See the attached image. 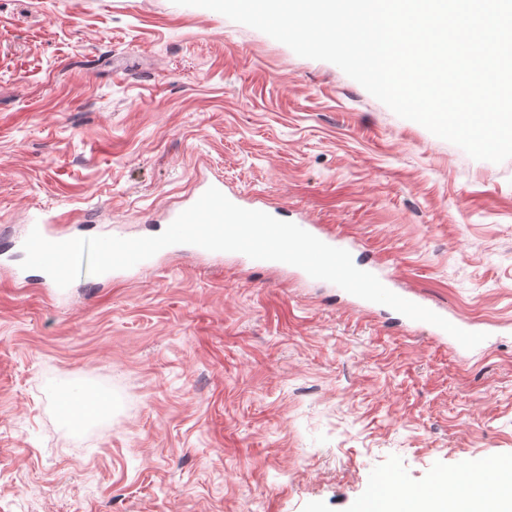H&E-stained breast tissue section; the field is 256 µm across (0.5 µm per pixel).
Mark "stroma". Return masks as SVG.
Returning a JSON list of instances; mask_svg holds the SVG:
<instances>
[{"instance_id": "obj_1", "label": "stroma", "mask_w": 512, "mask_h": 512, "mask_svg": "<svg viewBox=\"0 0 512 512\" xmlns=\"http://www.w3.org/2000/svg\"><path fill=\"white\" fill-rule=\"evenodd\" d=\"M215 179L502 330L461 357L187 245L60 291L20 267L29 225L155 236ZM464 466L512 477V159L209 9L0 0V512H355L380 475L411 495ZM308 231L323 242L338 248L346 249L350 252V247L353 245L348 239L341 238L333 233L329 227L323 224H296Z\"/></svg>"}]
</instances>
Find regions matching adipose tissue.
Returning a JSON list of instances; mask_svg holds the SVG:
<instances>
[{
	"instance_id": "adipose-tissue-1",
	"label": "adipose tissue",
	"mask_w": 512,
	"mask_h": 512,
	"mask_svg": "<svg viewBox=\"0 0 512 512\" xmlns=\"http://www.w3.org/2000/svg\"><path fill=\"white\" fill-rule=\"evenodd\" d=\"M501 489L482 485L477 474L449 476L434 491L410 497L385 493L369 501L366 512H501Z\"/></svg>"
}]
</instances>
